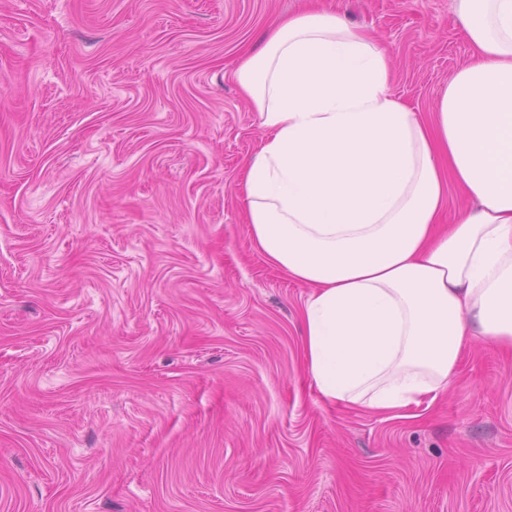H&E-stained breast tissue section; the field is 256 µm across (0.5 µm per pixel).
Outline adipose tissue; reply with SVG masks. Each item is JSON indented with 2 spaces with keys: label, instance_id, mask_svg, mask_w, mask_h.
Instances as JSON below:
<instances>
[{
  "label": "adipose tissue",
  "instance_id": "1",
  "mask_svg": "<svg viewBox=\"0 0 512 512\" xmlns=\"http://www.w3.org/2000/svg\"><path fill=\"white\" fill-rule=\"evenodd\" d=\"M473 53L431 119L336 11L270 30L233 73L264 136L245 165L250 244L310 287L305 373L329 403L436 400L472 338L512 346V0H457ZM477 208L441 227L448 188Z\"/></svg>",
  "mask_w": 512,
  "mask_h": 512
}]
</instances>
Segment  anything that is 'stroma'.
<instances>
[{"label": "stroma", "instance_id": "stroma-1", "mask_svg": "<svg viewBox=\"0 0 512 512\" xmlns=\"http://www.w3.org/2000/svg\"><path fill=\"white\" fill-rule=\"evenodd\" d=\"M304 0H0V512H512V349L446 395L324 404L309 292L254 251L233 72ZM431 117L455 0H321Z\"/></svg>", "mask_w": 512, "mask_h": 512}]
</instances>
